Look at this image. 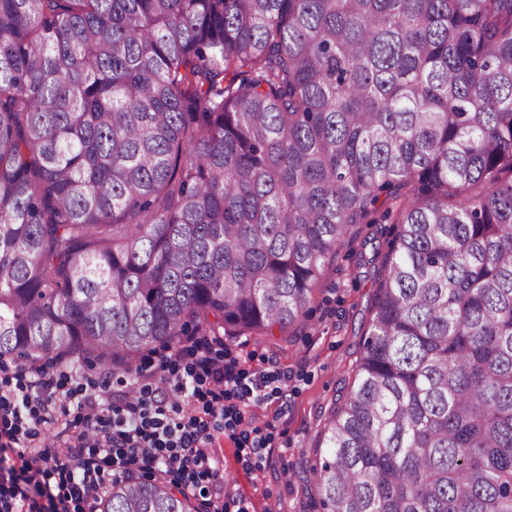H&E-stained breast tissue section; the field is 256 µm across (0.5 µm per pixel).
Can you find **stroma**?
Masks as SVG:
<instances>
[{"mask_svg": "<svg viewBox=\"0 0 512 512\" xmlns=\"http://www.w3.org/2000/svg\"><path fill=\"white\" fill-rule=\"evenodd\" d=\"M398 230L395 224L354 225L350 243L326 266L300 326L212 344L214 354L246 374L281 375L279 395L242 406L244 429H260L268 439L261 466H247L245 450L228 436L216 443L221 488L212 500L224 512H237L242 501L250 512H319L299 474L323 445L324 425L335 401L355 383L382 262ZM70 370L73 383L103 382L106 404L124 403L127 381L94 360H81Z\"/></svg>", "mask_w": 512, "mask_h": 512, "instance_id": "stroma-1", "label": "stroma"}]
</instances>
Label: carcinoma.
<instances>
[{
    "label": "carcinoma",
    "instance_id": "1",
    "mask_svg": "<svg viewBox=\"0 0 512 512\" xmlns=\"http://www.w3.org/2000/svg\"><path fill=\"white\" fill-rule=\"evenodd\" d=\"M398 224L322 512H512V0H0V359L297 326ZM98 512H199L151 474Z\"/></svg>",
    "mask_w": 512,
    "mask_h": 512
}]
</instances>
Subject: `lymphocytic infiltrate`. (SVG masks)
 Returning <instances> with one entry per match:
<instances>
[{
    "mask_svg": "<svg viewBox=\"0 0 512 512\" xmlns=\"http://www.w3.org/2000/svg\"><path fill=\"white\" fill-rule=\"evenodd\" d=\"M179 359L175 352L160 365L178 403L155 399L142 382L136 399L110 410L69 388L64 373L0 372V512H97L108 478L155 467L172 487L196 495L218 472L213 448L220 434L244 422L239 401L268 400L276 376L246 380L204 346L189 366ZM59 389L76 399L77 420L49 445L43 435L60 412Z\"/></svg>",
    "mask_w": 512,
    "mask_h": 512,
    "instance_id": "lymphocytic-infiltrate-1",
    "label": "lymphocytic infiltrate"
}]
</instances>
